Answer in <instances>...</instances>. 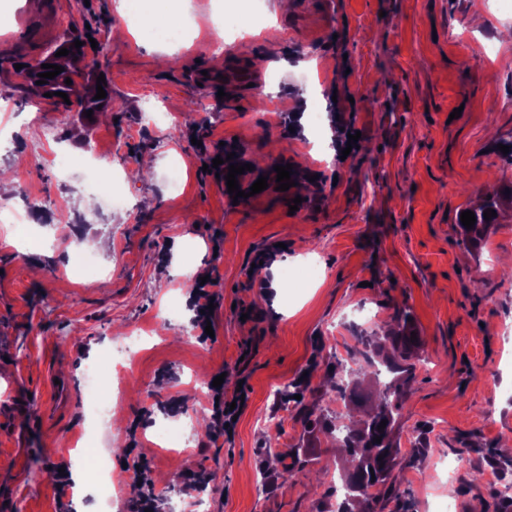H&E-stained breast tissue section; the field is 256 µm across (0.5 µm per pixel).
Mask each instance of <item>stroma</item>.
Here are the masks:
<instances>
[{
  "mask_svg": "<svg viewBox=\"0 0 512 512\" xmlns=\"http://www.w3.org/2000/svg\"><path fill=\"white\" fill-rule=\"evenodd\" d=\"M182 4L186 38L162 69L151 37L113 40L124 24L114 0H0V108L11 140L0 167L23 152L17 177L38 199L27 246L6 244L0 224V500L10 512L91 505L58 496L54 481L74 466L86 429V370L153 321L123 381L109 386L114 416L96 429L98 452L118 467L145 464L163 504L188 477L211 473V512H336L333 482L347 463L332 436L310 438L304 415L344 412L330 384L337 375L362 372L364 390L377 392L369 364L347 349L406 307L421 347L398 443L429 452L403 461L389 482L407 512H431L424 491L459 450V512L477 503L504 512L485 483L499 476L512 438V398L501 392L512 387V340L501 333L512 324V274L499 263L512 254V196L501 198L481 257L457 216L512 174L498 148L512 135V42L497 39L512 28V0H292L285 13L256 0L257 30L225 33L215 25L219 0ZM75 32L97 42L75 67L89 89L102 80L112 94L111 107L90 116L31 100L13 69ZM286 49L302 67L280 70ZM313 58L329 70L306 67ZM270 73L267 99L253 86ZM315 84L337 116L330 160L308 138L286 136L295 97ZM221 145L266 176L262 196L226 199L203 169ZM56 156L73 167L60 171ZM173 156L175 195L166 184ZM87 161L123 174L124 206L87 188ZM278 163L305 187L278 191ZM99 239L110 244L96 254L101 274L73 276V256ZM259 262L263 280L250 272ZM201 288L214 296L205 324L192 301ZM219 374L225 397L246 391L228 437L214 431ZM303 380L301 400L280 398ZM55 382L65 395L51 396ZM169 423L182 424L181 446L156 447L154 429ZM304 447L312 461L289 474L266 454Z\"/></svg>",
  "mask_w": 512,
  "mask_h": 512,
  "instance_id": "stroma-1",
  "label": "stroma"
}]
</instances>
